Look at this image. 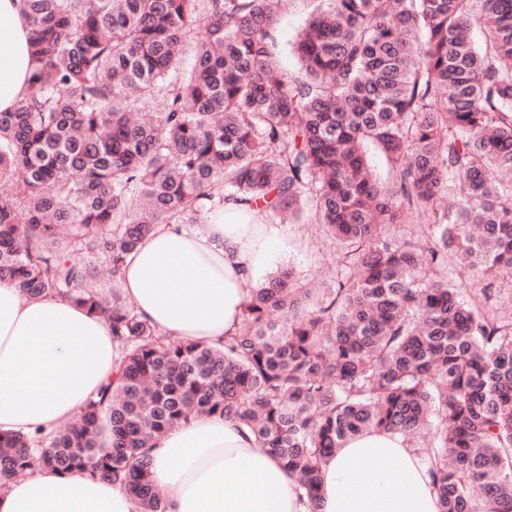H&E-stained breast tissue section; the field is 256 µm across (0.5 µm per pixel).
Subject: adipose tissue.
<instances>
[{"instance_id":"adipose-tissue-1","label":"adipose tissue","mask_w":512,"mask_h":512,"mask_svg":"<svg viewBox=\"0 0 512 512\" xmlns=\"http://www.w3.org/2000/svg\"><path fill=\"white\" fill-rule=\"evenodd\" d=\"M23 0H0V111L28 91ZM267 213L225 201L206 223L161 224L127 259L122 288L139 316L178 340L234 335L283 231ZM118 357L100 315L53 295L20 296L0 279V432L52 431L78 415ZM153 477L167 512H305L297 484L241 424L210 416L154 441ZM0 512H141L118 486L37 469L0 488ZM321 512H438L426 468L400 436L348 440L323 470Z\"/></svg>"}]
</instances>
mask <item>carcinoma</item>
I'll return each instance as SVG.
<instances>
[{
    "label": "carcinoma",
    "instance_id": "cac0c4a2",
    "mask_svg": "<svg viewBox=\"0 0 512 512\" xmlns=\"http://www.w3.org/2000/svg\"><path fill=\"white\" fill-rule=\"evenodd\" d=\"M25 4L34 69L0 112V278L103 316L119 358L67 428L0 434V484L80 471L166 512L150 442L220 415L306 512L336 449L378 430L413 445L439 512H512V320L454 280L512 268V0L319 2L296 74L278 64L286 0ZM226 198L296 223L313 202L336 279L276 272L214 344L88 285L95 262L115 281L157 225L202 224ZM410 215L428 223L408 237Z\"/></svg>",
    "mask_w": 512,
    "mask_h": 512
}]
</instances>
